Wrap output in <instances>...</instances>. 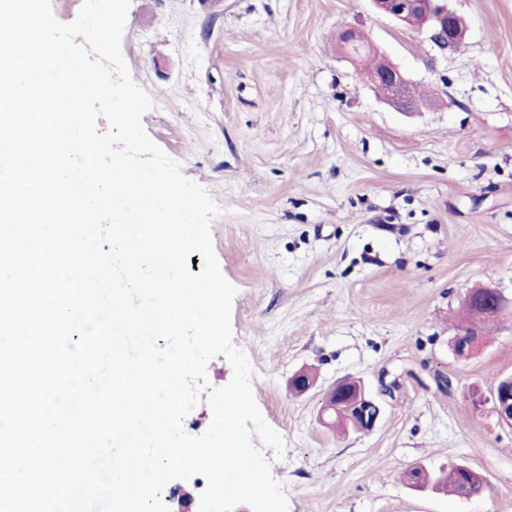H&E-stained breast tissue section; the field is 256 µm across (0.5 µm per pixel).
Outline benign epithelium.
Returning <instances> with one entry per match:
<instances>
[{
	"mask_svg": "<svg viewBox=\"0 0 512 512\" xmlns=\"http://www.w3.org/2000/svg\"><path fill=\"white\" fill-rule=\"evenodd\" d=\"M376 11L406 27L426 28L432 42L442 51L458 49L465 36L462 19L442 0H370ZM340 47L346 57L353 62H362L371 56L372 51L365 46L359 32L353 28L338 34ZM363 76L381 94L383 100L403 114L410 115L418 108L411 96L409 82L401 70L384 61L379 66H365ZM467 305L472 321L460 327L452 342L456 356L470 354L476 346L479 333L478 324L486 319L502 315L512 309V298L494 287L477 288L467 296ZM315 379L306 372H299L291 379L294 393L302 395L314 385ZM345 389V400L341 404L342 413L356 427L359 434L373 432L382 418V407L374 396L365 394L360 381L349 379L337 383ZM494 410L501 424L512 428V389L506 388L493 394Z\"/></svg>",
	"mask_w": 512,
	"mask_h": 512,
	"instance_id": "benign-epithelium-1",
	"label": "benign epithelium"
}]
</instances>
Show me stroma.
<instances>
[{
	"instance_id": "stroma-1",
	"label": "stroma",
	"mask_w": 512,
	"mask_h": 512,
	"mask_svg": "<svg viewBox=\"0 0 512 512\" xmlns=\"http://www.w3.org/2000/svg\"><path fill=\"white\" fill-rule=\"evenodd\" d=\"M448 6L467 30L443 52L370 0H131L121 52L153 101L142 124L218 208L232 343L283 440L261 452L288 512H512V429L474 404L512 375V311L469 358L450 346L472 288L512 293V0ZM347 26L427 95L418 115L361 79L337 44ZM299 371L316 378L302 396ZM232 377L209 360L192 435ZM348 377L381 395L370 434L321 421ZM451 461L490 492L403 478Z\"/></svg>"
}]
</instances>
